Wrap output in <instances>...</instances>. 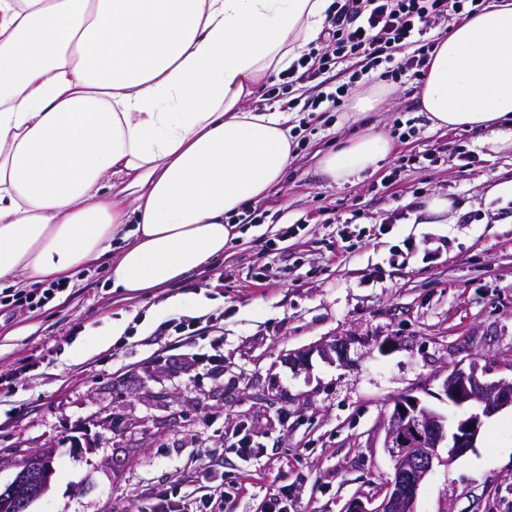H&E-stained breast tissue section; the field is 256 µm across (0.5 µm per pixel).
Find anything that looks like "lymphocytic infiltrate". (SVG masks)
Wrapping results in <instances>:
<instances>
[{
	"label": "lymphocytic infiltrate",
	"instance_id": "f902f5d3",
	"mask_svg": "<svg viewBox=\"0 0 512 512\" xmlns=\"http://www.w3.org/2000/svg\"><path fill=\"white\" fill-rule=\"evenodd\" d=\"M478 0H333L322 48L310 49L289 67L283 89L312 82L332 66L355 61L361 73L380 69L381 80L419 76L436 45L433 34L477 10Z\"/></svg>",
	"mask_w": 512,
	"mask_h": 512
}]
</instances>
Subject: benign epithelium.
I'll list each match as a JSON object with an SVG mask.
<instances>
[{
  "instance_id": "7a95c632",
  "label": "benign epithelium",
  "mask_w": 512,
  "mask_h": 512,
  "mask_svg": "<svg viewBox=\"0 0 512 512\" xmlns=\"http://www.w3.org/2000/svg\"><path fill=\"white\" fill-rule=\"evenodd\" d=\"M449 403L464 410L455 422L428 408L414 396L394 402L384 421L383 448L394 462L392 479L381 501L352 500L345 512H416L419 489L447 449L451 463L475 446L483 418L512 407V381H489L469 370L454 368L442 384ZM54 467L48 453L24 455L11 482L0 490V512H29L49 489Z\"/></svg>"
}]
</instances>
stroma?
<instances>
[{
    "label": "stroma",
    "mask_w": 512,
    "mask_h": 512,
    "mask_svg": "<svg viewBox=\"0 0 512 512\" xmlns=\"http://www.w3.org/2000/svg\"><path fill=\"white\" fill-rule=\"evenodd\" d=\"M382 86L364 118L315 114L283 183L256 202L260 223L237 225L212 265L134 295L93 264L44 307L0 314V483L26 453L55 455L29 512H143L154 488L190 498L207 466L224 472V512H263L283 490L288 512H344L384 494L394 400L452 420L442 383L454 365L512 378V138L433 128L415 80ZM371 126L389 159L334 183L322 155ZM178 317L199 327L179 343L161 327ZM337 339L343 364L318 353ZM196 352L220 354V368ZM242 431L262 446L248 464L231 448ZM416 509L512 512L511 408L435 466Z\"/></svg>",
    "instance_id": "1"
}]
</instances>
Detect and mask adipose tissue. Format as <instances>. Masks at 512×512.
I'll use <instances>...</instances> for the list:
<instances>
[{"mask_svg": "<svg viewBox=\"0 0 512 512\" xmlns=\"http://www.w3.org/2000/svg\"><path fill=\"white\" fill-rule=\"evenodd\" d=\"M332 0H0V288L110 257L112 288L163 287L223 255L278 184L289 116L249 108L324 30ZM415 98L434 128L512 119V0L449 24ZM367 130L320 160L375 169Z\"/></svg>", "mask_w": 512, "mask_h": 512, "instance_id": "ef3b65f1", "label": "adipose tissue"}]
</instances>
